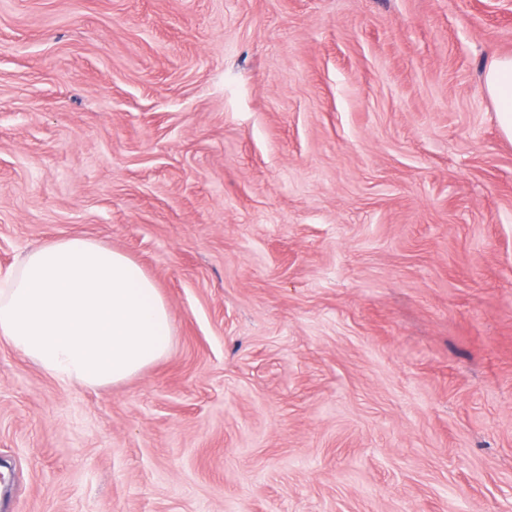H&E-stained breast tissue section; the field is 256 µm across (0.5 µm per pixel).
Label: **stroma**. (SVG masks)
Listing matches in <instances>:
<instances>
[{
    "label": "stroma",
    "mask_w": 512,
    "mask_h": 512,
    "mask_svg": "<svg viewBox=\"0 0 512 512\" xmlns=\"http://www.w3.org/2000/svg\"><path fill=\"white\" fill-rule=\"evenodd\" d=\"M512 0H0V273L81 235L170 352L0 340L6 512H512ZM483 82L495 105L500 130L512 142V56L492 61L483 72Z\"/></svg>",
    "instance_id": "obj_1"
}]
</instances>
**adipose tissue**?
<instances>
[{"label":"adipose tissue","instance_id":"1","mask_svg":"<svg viewBox=\"0 0 512 512\" xmlns=\"http://www.w3.org/2000/svg\"><path fill=\"white\" fill-rule=\"evenodd\" d=\"M483 82L512 141V56L492 61ZM172 336V316L154 280L98 241H45L0 277V339L61 385L124 382L165 357Z\"/></svg>","mask_w":512,"mask_h":512}]
</instances>
